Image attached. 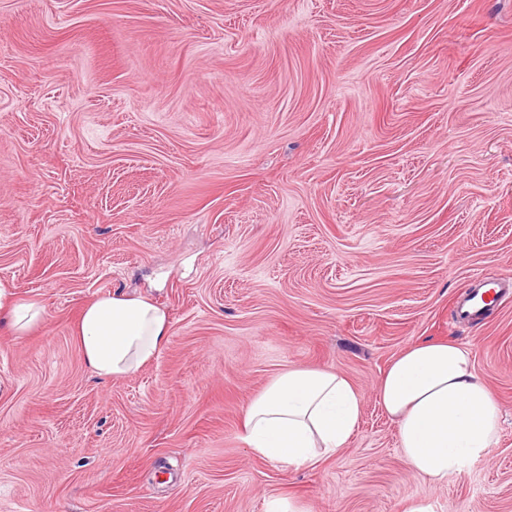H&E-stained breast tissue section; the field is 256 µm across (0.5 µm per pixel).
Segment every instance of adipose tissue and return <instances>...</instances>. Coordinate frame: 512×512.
<instances>
[{
  "mask_svg": "<svg viewBox=\"0 0 512 512\" xmlns=\"http://www.w3.org/2000/svg\"><path fill=\"white\" fill-rule=\"evenodd\" d=\"M40 313L37 302L17 299L0 282V325L22 332ZM169 328L166 311L150 299L106 292L82 310L76 338L91 373L117 380L154 360ZM377 399L397 424L411 472L436 483L461 475L499 439L500 403L456 343L408 346L383 372ZM361 412L362 397L342 374L291 367L248 403L242 440L269 462L311 466L346 447Z\"/></svg>",
  "mask_w": 512,
  "mask_h": 512,
  "instance_id": "1",
  "label": "adipose tissue"
}]
</instances>
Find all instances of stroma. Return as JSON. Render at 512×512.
Segmentation results:
<instances>
[{
  "instance_id": "35a3bbf8",
  "label": "stroma",
  "mask_w": 512,
  "mask_h": 512,
  "mask_svg": "<svg viewBox=\"0 0 512 512\" xmlns=\"http://www.w3.org/2000/svg\"><path fill=\"white\" fill-rule=\"evenodd\" d=\"M512 0H0V512H512ZM118 291L168 341L101 380L73 336ZM467 347L497 444L414 476L375 387ZM291 366L363 396L346 448L284 469L241 439ZM481 280L468 288L455 307V316L459 321L470 322L484 318L497 306L502 297L501 288L496 280L478 277ZM488 289L481 291L482 288ZM41 310L37 302L17 299L9 287L0 282V325L23 332L40 316Z\"/></svg>"
}]
</instances>
